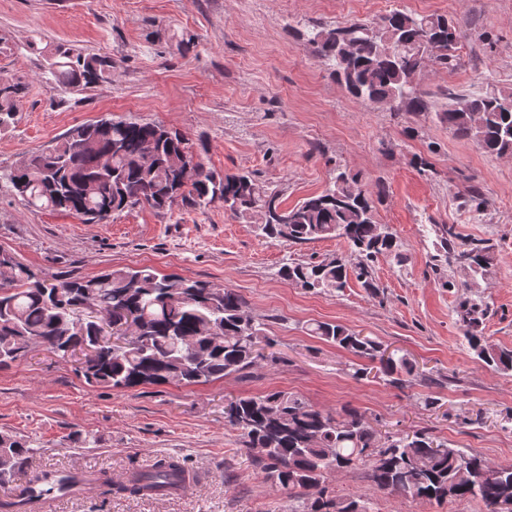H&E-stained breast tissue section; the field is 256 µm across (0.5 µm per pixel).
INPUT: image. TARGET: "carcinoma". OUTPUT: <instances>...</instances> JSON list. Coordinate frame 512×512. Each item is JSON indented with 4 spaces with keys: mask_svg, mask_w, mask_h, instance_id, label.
<instances>
[{
    "mask_svg": "<svg viewBox=\"0 0 512 512\" xmlns=\"http://www.w3.org/2000/svg\"><path fill=\"white\" fill-rule=\"evenodd\" d=\"M460 33L442 14L395 9L375 22L316 25L307 42L329 74L354 99L387 105L396 112L426 113L429 103L418 77L429 67L456 65ZM45 84L84 91L112 82L109 57L76 53L57 44L45 50ZM27 87L0 82V128L10 126ZM449 103L435 113L455 136L483 151L512 156V90L460 94L443 91ZM200 151L182 132L132 118L100 119L77 126L48 150L32 153L6 172L15 197L32 212L51 210L103 224L136 205L166 210L181 202L224 212L258 226L272 239L302 245L344 239L358 256L348 266L336 257L287 262L282 278L305 290L341 292L355 278L376 291L372 263L383 255L404 256L396 235L377 222L373 194L357 175L339 171L321 192L291 208L279 192L245 172L215 173L198 163ZM447 254L464 259L462 287H479L489 264L488 248L458 240L453 227L440 228ZM476 299L464 303V338L475 356L498 370L512 371V350L490 345L474 313ZM132 336L124 347L99 345L104 327ZM309 335L359 358L380 364L379 372L402 382L415 366L405 356H385L382 344L346 326L316 322ZM44 346L60 361L84 355L78 371L92 386L124 391L143 385L207 384L241 374L273 347L266 324L249 316L233 289L210 281L160 274L149 267L106 269L90 277L47 278L0 249V367ZM224 419L240 432L244 447L256 452L265 479L294 494L292 512H370L362 497H337L326 481L333 473L362 469L380 491L437 504L477 499L485 512H512V466L492 465L424 432L380 434L369 418L349 410L334 415L285 389L226 400ZM33 448L0 433V490H11L28 465ZM186 472L173 458H160L126 483L101 472L98 487L108 494L145 496L162 492Z\"/></svg>",
    "mask_w": 512,
    "mask_h": 512,
    "instance_id": "cac0c4a2",
    "label": "carcinoma"
}]
</instances>
